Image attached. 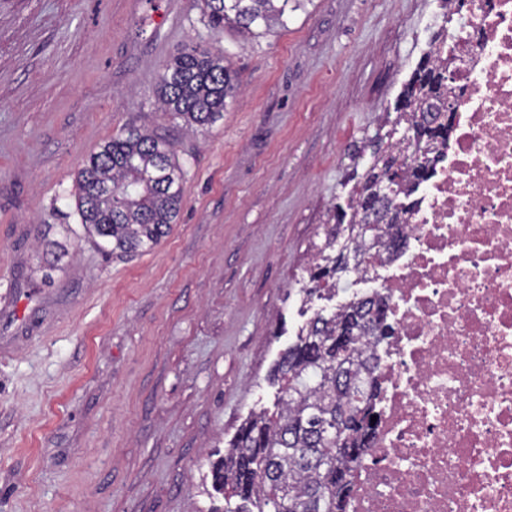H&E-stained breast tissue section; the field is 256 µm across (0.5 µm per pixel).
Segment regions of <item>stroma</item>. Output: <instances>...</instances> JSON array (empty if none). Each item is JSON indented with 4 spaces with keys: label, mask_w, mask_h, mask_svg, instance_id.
Instances as JSON below:
<instances>
[{
    "label": "stroma",
    "mask_w": 512,
    "mask_h": 512,
    "mask_svg": "<svg viewBox=\"0 0 512 512\" xmlns=\"http://www.w3.org/2000/svg\"><path fill=\"white\" fill-rule=\"evenodd\" d=\"M440 0H310L276 34L212 36L202 0H0V512H206L202 479L271 367L332 302L292 296L349 164ZM223 51L239 90L185 131L164 63ZM186 171L159 245L105 254L76 176L127 127ZM66 244L55 266L44 243Z\"/></svg>",
    "instance_id": "stroma-1"
}]
</instances>
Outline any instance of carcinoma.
Returning <instances> with one entry per match:
<instances>
[{"instance_id":"obj_1","label":"carcinoma","mask_w":512,"mask_h":512,"mask_svg":"<svg viewBox=\"0 0 512 512\" xmlns=\"http://www.w3.org/2000/svg\"><path fill=\"white\" fill-rule=\"evenodd\" d=\"M311 0H204L208 29H234L260 39L288 23V13ZM439 51H426L403 83L393 112L351 157L347 181L364 184L372 202L349 193L346 206L328 215L324 240L311 246L314 263L298 295L302 302L331 299L350 282L336 267V253L351 252L357 266L381 260L375 251L392 241L363 232L396 223L414 206L412 195L433 166L434 144L451 124L441 118L455 109L448 92V65ZM238 88L235 71L222 52L187 44L161 75L164 110L189 127L213 124L224 116L226 100ZM186 171L173 144L129 127L105 141L77 172V212L87 235L108 253H134L157 246L177 223ZM387 305L379 296L316 313L280 353L271 379L279 385L275 411L251 414L227 442L224 456L211 463L212 488L235 499V508L212 512H346L345 478L355 479L348 462L359 461L375 426L379 384L368 351L391 336ZM359 411L346 431L333 424L336 408Z\"/></svg>"}]
</instances>
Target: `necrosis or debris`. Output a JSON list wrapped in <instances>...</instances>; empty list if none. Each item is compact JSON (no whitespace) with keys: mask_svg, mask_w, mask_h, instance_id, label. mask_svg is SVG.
Returning <instances> with one entry per match:
<instances>
[{"mask_svg":"<svg viewBox=\"0 0 512 512\" xmlns=\"http://www.w3.org/2000/svg\"><path fill=\"white\" fill-rule=\"evenodd\" d=\"M446 41L452 129L364 282L394 333L347 512H512V0H469Z\"/></svg>","mask_w":512,"mask_h":512,"instance_id":"1","label":"necrosis or debris"}]
</instances>
